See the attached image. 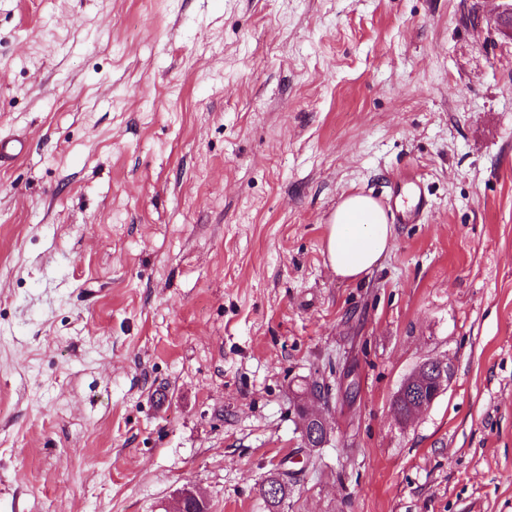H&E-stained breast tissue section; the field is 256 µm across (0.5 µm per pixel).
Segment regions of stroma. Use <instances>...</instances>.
<instances>
[{
    "instance_id": "35a3bbf8",
    "label": "stroma",
    "mask_w": 512,
    "mask_h": 512,
    "mask_svg": "<svg viewBox=\"0 0 512 512\" xmlns=\"http://www.w3.org/2000/svg\"><path fill=\"white\" fill-rule=\"evenodd\" d=\"M501 5L0 0V512H268L273 472L279 512H512ZM349 194L394 225L355 281L325 255ZM428 359L451 386L399 424Z\"/></svg>"
}]
</instances>
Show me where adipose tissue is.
<instances>
[{"label":"adipose tissue","mask_w":512,"mask_h":512,"mask_svg":"<svg viewBox=\"0 0 512 512\" xmlns=\"http://www.w3.org/2000/svg\"><path fill=\"white\" fill-rule=\"evenodd\" d=\"M392 240L393 226L375 199L360 194L346 196L331 217L327 262L336 276L359 279L377 265Z\"/></svg>","instance_id":"ef3b65f1"}]
</instances>
